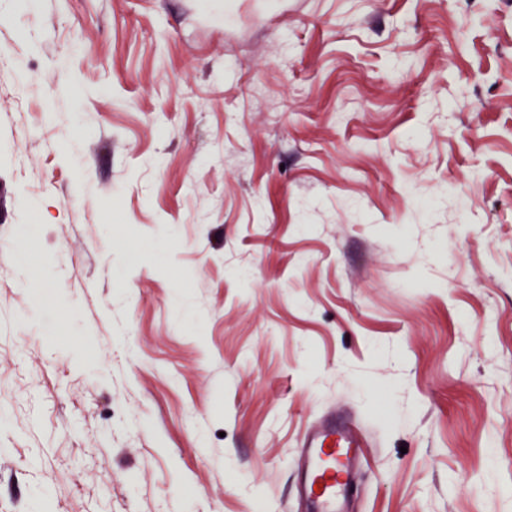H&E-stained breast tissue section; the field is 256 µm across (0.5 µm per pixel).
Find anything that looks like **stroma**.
<instances>
[{
	"mask_svg": "<svg viewBox=\"0 0 512 512\" xmlns=\"http://www.w3.org/2000/svg\"><path fill=\"white\" fill-rule=\"evenodd\" d=\"M0 512H512V0H0ZM364 460V441L351 421L324 419L299 450L304 512H350L348 495Z\"/></svg>",
	"mask_w": 512,
	"mask_h": 512,
	"instance_id": "obj_1",
	"label": "stroma"
}]
</instances>
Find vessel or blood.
I'll return each mask as SVG.
<instances>
[{
  "label": "vessel or blood",
  "mask_w": 512,
  "mask_h": 512,
  "mask_svg": "<svg viewBox=\"0 0 512 512\" xmlns=\"http://www.w3.org/2000/svg\"><path fill=\"white\" fill-rule=\"evenodd\" d=\"M364 460V441L353 422L324 419L299 450V493L305 512H350L348 495Z\"/></svg>",
  "instance_id": "1"
}]
</instances>
